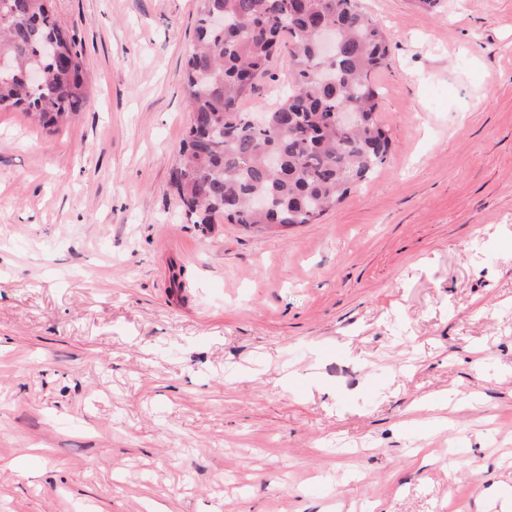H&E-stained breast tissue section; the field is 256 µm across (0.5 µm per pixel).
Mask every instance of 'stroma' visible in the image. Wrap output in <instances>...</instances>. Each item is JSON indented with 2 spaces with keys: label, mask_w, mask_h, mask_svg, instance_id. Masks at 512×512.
I'll return each mask as SVG.
<instances>
[{
  "label": "stroma",
  "mask_w": 512,
  "mask_h": 512,
  "mask_svg": "<svg viewBox=\"0 0 512 512\" xmlns=\"http://www.w3.org/2000/svg\"><path fill=\"white\" fill-rule=\"evenodd\" d=\"M363 5L388 159L263 234L172 185L197 0H55L86 104L0 111V512H501L512 0Z\"/></svg>",
  "instance_id": "1"
}]
</instances>
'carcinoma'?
I'll return each instance as SVG.
<instances>
[{
	"label": "carcinoma",
	"mask_w": 512,
	"mask_h": 512,
	"mask_svg": "<svg viewBox=\"0 0 512 512\" xmlns=\"http://www.w3.org/2000/svg\"><path fill=\"white\" fill-rule=\"evenodd\" d=\"M224 13V27L208 23ZM336 29L333 58L319 51L317 23ZM55 42L60 59L46 58ZM61 27L52 0H0V109L20 108L45 128L68 122L86 99L82 53ZM288 48L293 67L283 100L251 122L242 102L274 57ZM391 38L360 0H199L196 42L185 65L190 115L172 184L188 221L211 224L221 215L246 229L277 233L312 224L343 202L386 162L390 139L379 122L380 92L372 75L386 66ZM43 70L33 87L24 80ZM350 105L351 126L333 115ZM280 157L274 168L269 153Z\"/></svg>",
	"instance_id": "1"
}]
</instances>
